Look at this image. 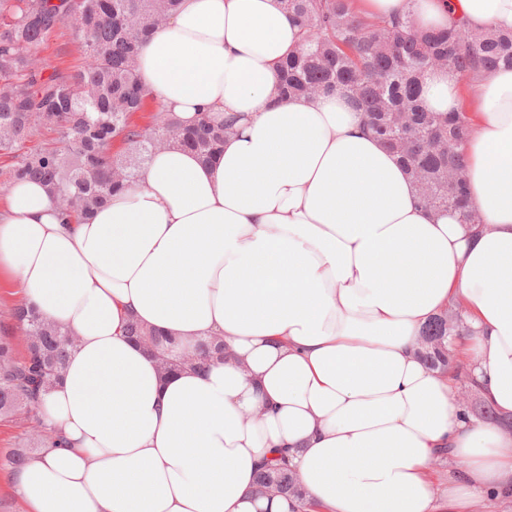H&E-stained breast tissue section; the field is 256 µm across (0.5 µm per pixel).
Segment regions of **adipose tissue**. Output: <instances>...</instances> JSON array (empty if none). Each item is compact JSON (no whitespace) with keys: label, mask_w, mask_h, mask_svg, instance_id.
<instances>
[{"label":"adipose tissue","mask_w":512,"mask_h":512,"mask_svg":"<svg viewBox=\"0 0 512 512\" xmlns=\"http://www.w3.org/2000/svg\"><path fill=\"white\" fill-rule=\"evenodd\" d=\"M416 26L512 30V0H358ZM302 44L280 0H182L138 75L186 126L240 118L211 159L173 144L80 224L39 183L0 199V270L79 342L38 410L56 447L9 474L26 512H462L512 478V434L468 416L417 351L449 299L482 400L512 415V69L429 72V109L469 107L470 205L419 206L345 96L280 98ZM226 359L162 375L128 320ZM286 448L304 504L254 494ZM446 451L448 482L430 467Z\"/></svg>","instance_id":"1"}]
</instances>
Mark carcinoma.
Masks as SVG:
<instances>
[{
    "label": "carcinoma",
    "mask_w": 512,
    "mask_h": 512,
    "mask_svg": "<svg viewBox=\"0 0 512 512\" xmlns=\"http://www.w3.org/2000/svg\"><path fill=\"white\" fill-rule=\"evenodd\" d=\"M302 33V47L281 65L282 95L343 92L366 112L373 134L396 154L418 187L425 207L459 212L476 220L466 206L462 143L471 118L428 109L420 82L436 68L462 74L473 88L501 66L512 68V31H471L461 25L419 30L410 17L371 18L353 0H283ZM180 0H0V153H10L43 128L56 145L23 156L9 178L36 179L60 211L79 221L114 193L136 182L152 155L172 142L208 159L224 148L235 120L216 123L202 113L182 127L162 101L140 82L137 72L143 40L175 13ZM90 34L83 45L87 64L73 73L43 79L36 72L41 43L62 24ZM153 106L147 121L134 115ZM118 149H113L114 144ZM11 319L26 339L18 359L15 336L0 329V418L25 428L26 444L10 463L21 466L33 448L47 443L45 424L35 405L37 391L49 390L65 367L76 338L21 303ZM466 333L465 310L455 300L422 329L419 352L434 369L445 370L455 357L453 340ZM128 336L158 353L168 374L185 365H202L224 342L201 344L173 360L161 352L159 335L136 323ZM304 497L285 453L272 458L256 492Z\"/></svg>",
    "instance_id": "cac0c4a2"
}]
</instances>
